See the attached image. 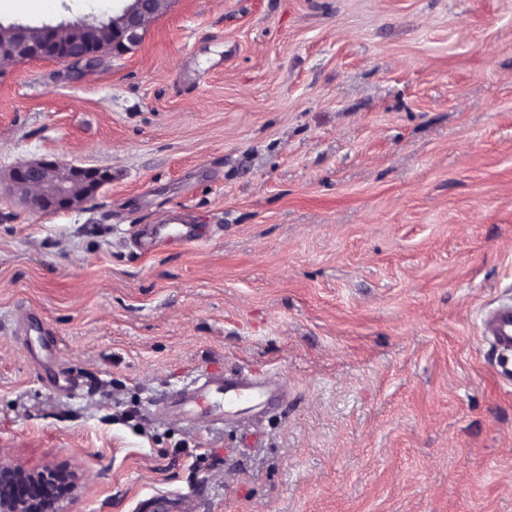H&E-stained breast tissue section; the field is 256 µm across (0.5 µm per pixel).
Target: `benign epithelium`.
<instances>
[{"label":"benign epithelium","instance_id":"benign-epithelium-1","mask_svg":"<svg viewBox=\"0 0 512 512\" xmlns=\"http://www.w3.org/2000/svg\"><path fill=\"white\" fill-rule=\"evenodd\" d=\"M160 0H126V6L112 14V53L123 54L137 46L148 19L156 15ZM11 60L30 58L55 60L76 68L96 65L99 50L87 40H72L63 26L43 27L42 37L28 39L26 27H16V39L0 50ZM112 175L106 170L81 168L55 161H33L14 170L11 182L15 193L33 212L69 209L92 198Z\"/></svg>","mask_w":512,"mask_h":512}]
</instances>
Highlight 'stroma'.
Wrapping results in <instances>:
<instances>
[{
	"instance_id": "stroma-1",
	"label": "stroma",
	"mask_w": 512,
	"mask_h": 512,
	"mask_svg": "<svg viewBox=\"0 0 512 512\" xmlns=\"http://www.w3.org/2000/svg\"><path fill=\"white\" fill-rule=\"evenodd\" d=\"M120 0H0L40 27ZM111 172L32 212L25 163ZM147 224L203 241L131 244ZM512 0H171L76 75L0 64V462L66 466L58 512H512ZM38 316L82 390L50 388ZM278 374L254 430L154 425L201 371ZM482 337L499 355V367L504 376H512V306L500 305L489 309L482 322Z\"/></svg>"
}]
</instances>
